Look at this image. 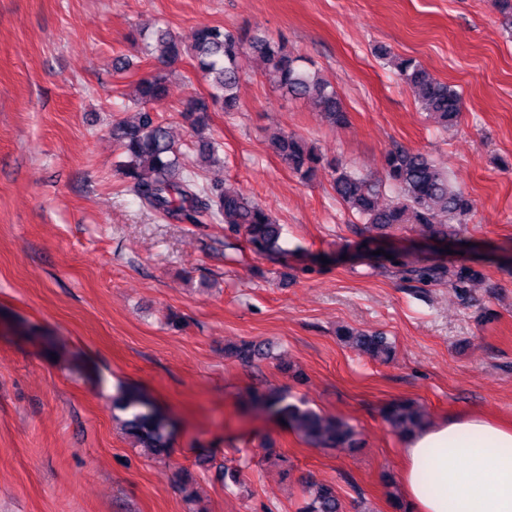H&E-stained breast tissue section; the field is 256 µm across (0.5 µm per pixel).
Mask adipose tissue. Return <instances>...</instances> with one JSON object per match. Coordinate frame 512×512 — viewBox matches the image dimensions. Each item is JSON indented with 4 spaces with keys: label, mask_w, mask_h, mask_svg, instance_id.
I'll list each match as a JSON object with an SVG mask.
<instances>
[{
    "label": "adipose tissue",
    "mask_w": 512,
    "mask_h": 512,
    "mask_svg": "<svg viewBox=\"0 0 512 512\" xmlns=\"http://www.w3.org/2000/svg\"><path fill=\"white\" fill-rule=\"evenodd\" d=\"M410 512H512V427L478 414L425 424L402 450ZM429 468L438 481L420 480Z\"/></svg>",
    "instance_id": "1"
}]
</instances>
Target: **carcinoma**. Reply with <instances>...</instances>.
Returning <instances> with one entry per match:
<instances>
[{
    "label": "carcinoma",
    "instance_id": "cac0c4a2",
    "mask_svg": "<svg viewBox=\"0 0 512 512\" xmlns=\"http://www.w3.org/2000/svg\"><path fill=\"white\" fill-rule=\"evenodd\" d=\"M492 2L502 16L503 28L512 36V0ZM153 40L154 43L144 45L146 55L171 64L188 54L211 87L210 99L191 97L182 110L185 121L197 134L195 152L201 165L219 162L222 144L205 134L209 126L208 112L214 108L226 112L238 109L241 61L246 45L263 60L265 75L276 88L293 98L312 100L320 118L330 125L349 124L348 112L335 87L307 71L301 57L288 51L282 40L222 26L196 30L188 46L161 28ZM379 57L393 66L435 123L446 127L460 121L462 95L453 86L437 79L412 58L394 56L385 48L379 49ZM166 91V77L162 73L140 79L132 98L137 108L135 119L120 121L112 127V138L123 157L118 162L123 179L143 205L164 219L183 224L222 221L234 231L243 232L255 251L268 255L284 252L280 245L282 227L262 205L242 193L226 190L222 183L202 185L193 170L179 164V148L169 128L147 108L148 103L163 97ZM271 145L276 155L303 180H312L324 168V158L317 147L295 133L282 131L272 139ZM330 168L332 188L338 199L376 231L401 224H419L433 234L442 233L450 224L467 223L475 210L474 200L452 179L450 172L418 150L402 146L390 149L384 157L383 171L377 177L360 176L339 161ZM387 189L394 196L390 203L382 205L379 198ZM407 274L419 280L446 276L448 286L462 289L473 279V274L463 268L421 267L410 269ZM338 338L375 360L387 361L394 352L393 343L380 332L343 329L338 332ZM228 352L244 366H251L266 355L262 348L247 341L228 348ZM253 399L315 448H346L352 452L363 448L361 433L354 426L337 416L316 412L287 387L258 389ZM112 407L124 414L120 423L138 446L156 459L169 458L173 431L165 414L134 389L119 390L112 398ZM382 416L386 425L401 436L426 424L425 415L412 401H393L385 406ZM178 483L183 500L192 504L196 499L192 474L181 471ZM306 491L298 512H344L332 486L310 483Z\"/></svg>",
    "mask_w": 512,
    "mask_h": 512
}]
</instances>
